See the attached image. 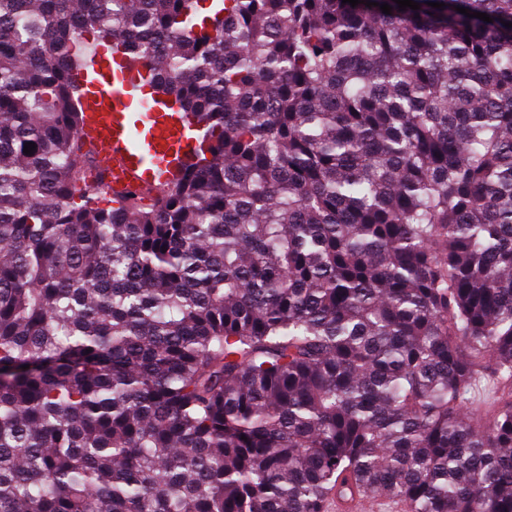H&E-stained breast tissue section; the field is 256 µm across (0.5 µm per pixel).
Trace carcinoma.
<instances>
[{"instance_id": "carcinoma-1", "label": "carcinoma", "mask_w": 512, "mask_h": 512, "mask_svg": "<svg viewBox=\"0 0 512 512\" xmlns=\"http://www.w3.org/2000/svg\"><path fill=\"white\" fill-rule=\"evenodd\" d=\"M200 2L0 0V512H512V0ZM109 39L199 130L148 201ZM98 61L80 71L81 104L87 111L83 113L85 146L96 160L90 179L101 176L114 196L160 193L180 178L190 161L196 130L167 97L146 95L136 70L107 73ZM325 510L326 512H368L379 511V508L366 498L344 499L336 497V499L333 498L328 502Z\"/></svg>"}]
</instances>
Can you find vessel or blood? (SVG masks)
<instances>
[{
    "instance_id": "b4317fda",
    "label": "vessel or blood",
    "mask_w": 512,
    "mask_h": 512,
    "mask_svg": "<svg viewBox=\"0 0 512 512\" xmlns=\"http://www.w3.org/2000/svg\"><path fill=\"white\" fill-rule=\"evenodd\" d=\"M83 134L96 160L91 178H103L113 195L151 196L180 178L190 161L196 130L161 94L146 95L134 71L105 72L96 62L81 71ZM365 498L331 499L326 512H372Z\"/></svg>"
}]
</instances>
